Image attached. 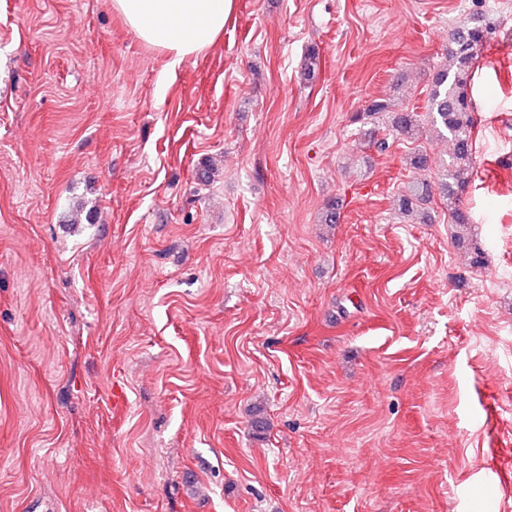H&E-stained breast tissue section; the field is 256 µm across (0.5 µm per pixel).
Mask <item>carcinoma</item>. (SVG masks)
Segmentation results:
<instances>
[{"label": "carcinoma", "instance_id": "obj_1", "mask_svg": "<svg viewBox=\"0 0 512 512\" xmlns=\"http://www.w3.org/2000/svg\"><path fill=\"white\" fill-rule=\"evenodd\" d=\"M492 30L475 15L451 34L446 61L434 72L425 111L396 108L384 98L373 100L354 120H383L390 131L406 139H418L429 130L450 138L453 151L442 164L439 182L415 178L399 197V210L405 216L423 215L434 196L448 210V223L464 227L474 223L462 195L473 174V87L481 50L491 39Z\"/></svg>", "mask_w": 512, "mask_h": 512}]
</instances>
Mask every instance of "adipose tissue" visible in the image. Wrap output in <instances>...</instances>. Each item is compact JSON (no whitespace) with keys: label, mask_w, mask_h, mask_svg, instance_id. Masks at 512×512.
Instances as JSON below:
<instances>
[{"label":"adipose tissue","mask_w":512,"mask_h":512,"mask_svg":"<svg viewBox=\"0 0 512 512\" xmlns=\"http://www.w3.org/2000/svg\"><path fill=\"white\" fill-rule=\"evenodd\" d=\"M111 5L136 37L161 51L174 68L216 42L233 0H111Z\"/></svg>","instance_id":"adipose-tissue-1"}]
</instances>
